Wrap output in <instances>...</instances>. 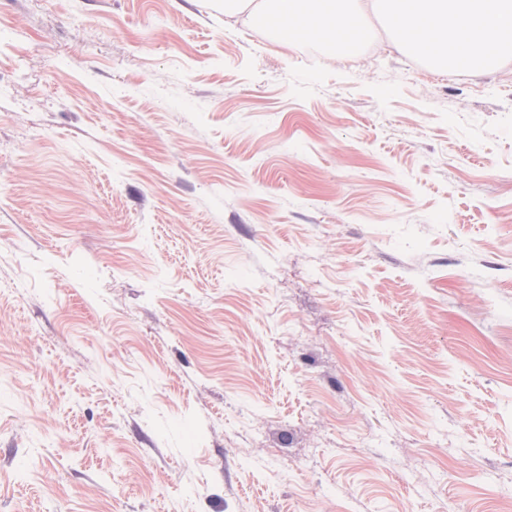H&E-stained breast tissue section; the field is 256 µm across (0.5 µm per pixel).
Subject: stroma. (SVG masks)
<instances>
[{
    "label": "stroma",
    "mask_w": 512,
    "mask_h": 512,
    "mask_svg": "<svg viewBox=\"0 0 512 512\" xmlns=\"http://www.w3.org/2000/svg\"><path fill=\"white\" fill-rule=\"evenodd\" d=\"M207 0H0V512H512V59Z\"/></svg>",
    "instance_id": "35a3bbf8"
}]
</instances>
